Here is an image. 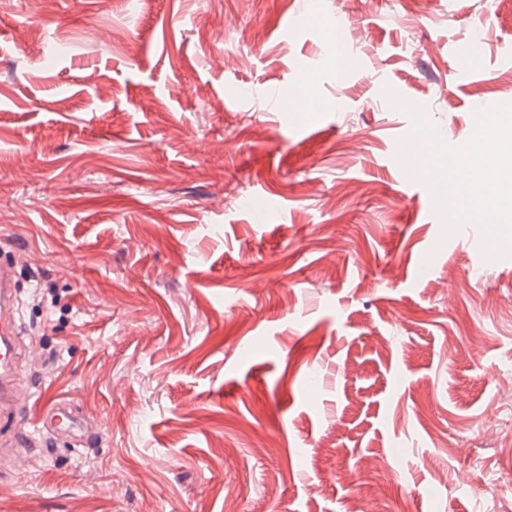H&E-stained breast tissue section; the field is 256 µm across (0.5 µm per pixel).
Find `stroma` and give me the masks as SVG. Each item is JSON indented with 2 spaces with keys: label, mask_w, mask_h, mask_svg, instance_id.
Masks as SVG:
<instances>
[{
  "label": "stroma",
  "mask_w": 512,
  "mask_h": 512,
  "mask_svg": "<svg viewBox=\"0 0 512 512\" xmlns=\"http://www.w3.org/2000/svg\"><path fill=\"white\" fill-rule=\"evenodd\" d=\"M387 89L467 141L512 7L0 0L24 374L93 428L0 438V512H512V259L442 238Z\"/></svg>",
  "instance_id": "stroma-1"
}]
</instances>
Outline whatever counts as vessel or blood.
<instances>
[{
    "instance_id": "vessel-or-blood-1",
    "label": "vessel or blood",
    "mask_w": 512,
    "mask_h": 512,
    "mask_svg": "<svg viewBox=\"0 0 512 512\" xmlns=\"http://www.w3.org/2000/svg\"><path fill=\"white\" fill-rule=\"evenodd\" d=\"M18 301L15 263L0 257V422L12 431H31L48 440L86 441L90 432L70 402L62 398L38 402L20 382L19 365L28 349L18 320Z\"/></svg>"
}]
</instances>
